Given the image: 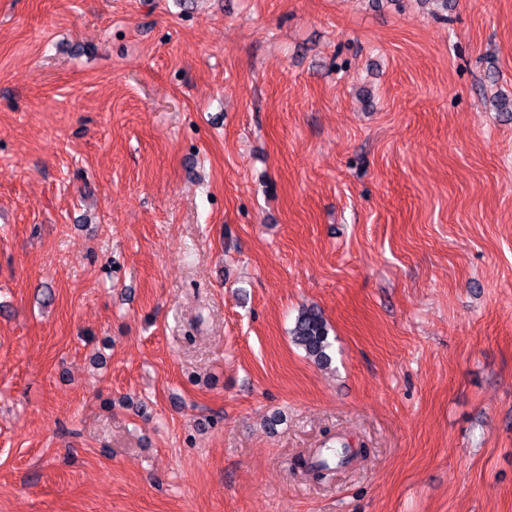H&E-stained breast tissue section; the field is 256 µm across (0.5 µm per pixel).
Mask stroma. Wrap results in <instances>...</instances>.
<instances>
[{
  "mask_svg": "<svg viewBox=\"0 0 512 512\" xmlns=\"http://www.w3.org/2000/svg\"><path fill=\"white\" fill-rule=\"evenodd\" d=\"M499 91L512 0H0V512H512ZM290 336L313 362L320 366L331 364L329 328L320 310L303 308L295 319Z\"/></svg>",
  "mask_w": 512,
  "mask_h": 512,
  "instance_id": "1",
  "label": "stroma"
}]
</instances>
